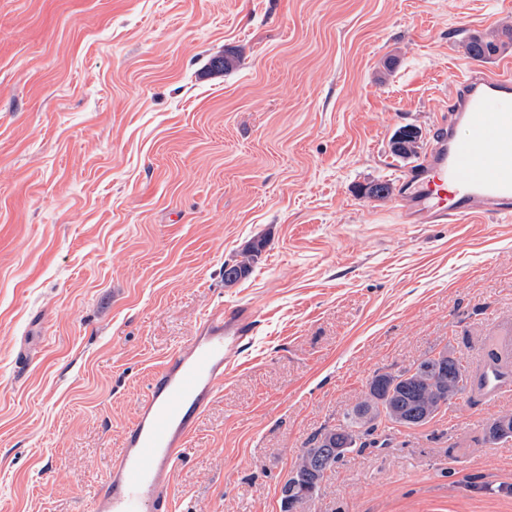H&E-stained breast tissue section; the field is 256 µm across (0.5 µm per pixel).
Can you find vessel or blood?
Masks as SVG:
<instances>
[{"instance_id":"b4317fda","label":"vessel or blood","mask_w":512,"mask_h":512,"mask_svg":"<svg viewBox=\"0 0 512 512\" xmlns=\"http://www.w3.org/2000/svg\"><path fill=\"white\" fill-rule=\"evenodd\" d=\"M450 111L395 200L407 224L512 216V76L475 66L456 80ZM259 313L249 304L207 314L186 348L152 372L89 512H175L176 465L214 393L236 369ZM485 399L512 390V370L483 369Z\"/></svg>"}]
</instances>
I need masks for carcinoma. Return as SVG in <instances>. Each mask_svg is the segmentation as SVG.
<instances>
[{
  "mask_svg": "<svg viewBox=\"0 0 512 512\" xmlns=\"http://www.w3.org/2000/svg\"><path fill=\"white\" fill-rule=\"evenodd\" d=\"M499 36H473L466 44L467 54L485 59L500 49ZM419 132L402 131L394 151L400 157L417 153ZM266 241L258 240L240 253L233 263L224 264V286L231 287L246 277ZM473 391L472 373L454 353L444 349L428 356L415 367L397 374H375L367 383V392L342 425L326 429L313 437L309 447L302 449L290 475L282 486L283 512L313 500L321 485L344 456L338 448L355 450L364 446L362 438L377 430L378 422L386 420L406 428L422 426L448 408L454 399ZM486 438L494 443L512 441V414L493 419L486 427Z\"/></svg>",
  "mask_w": 512,
  "mask_h": 512,
  "instance_id": "1",
  "label": "carcinoma"
}]
</instances>
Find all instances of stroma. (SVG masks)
Here are the masks:
<instances>
[{
  "instance_id": "1",
  "label": "stroma",
  "mask_w": 512,
  "mask_h": 512,
  "mask_svg": "<svg viewBox=\"0 0 512 512\" xmlns=\"http://www.w3.org/2000/svg\"><path fill=\"white\" fill-rule=\"evenodd\" d=\"M508 28L512 0H0V512H87L150 374L221 304L260 318L177 512H282L374 374L499 349L512 221L402 224L363 190L399 187V130L428 147L465 43ZM478 64L512 73V46ZM504 413L466 393L379 423L302 512H512V442L484 437ZM265 240H257L240 253L241 259L234 260L232 264H224V285L231 287L246 277L256 262L262 249L265 247Z\"/></svg>"
}]
</instances>
